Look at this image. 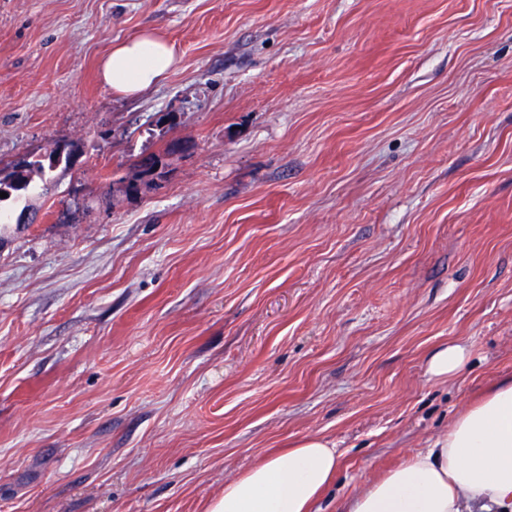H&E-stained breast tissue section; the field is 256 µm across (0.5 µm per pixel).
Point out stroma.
I'll list each match as a JSON object with an SVG mask.
<instances>
[{"instance_id": "35a3bbf8", "label": "stroma", "mask_w": 512, "mask_h": 512, "mask_svg": "<svg viewBox=\"0 0 512 512\" xmlns=\"http://www.w3.org/2000/svg\"><path fill=\"white\" fill-rule=\"evenodd\" d=\"M64 141L0 225V512H206L309 435L339 512L512 375V0H0V168ZM172 47L151 33L122 40L99 63L100 82L120 96H133L159 83L174 69ZM471 359L469 348L451 343L433 351L427 360V374L435 381L445 382L456 377Z\"/></svg>"}]
</instances>
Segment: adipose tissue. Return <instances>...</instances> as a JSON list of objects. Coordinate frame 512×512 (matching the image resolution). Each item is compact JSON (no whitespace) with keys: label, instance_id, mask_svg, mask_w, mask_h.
Listing matches in <instances>:
<instances>
[{"label":"adipose tissue","instance_id":"1","mask_svg":"<svg viewBox=\"0 0 512 512\" xmlns=\"http://www.w3.org/2000/svg\"><path fill=\"white\" fill-rule=\"evenodd\" d=\"M176 64L172 47L145 33L114 44L98 77L115 94L133 96L161 83ZM470 359L467 346L451 343L431 353L427 373L445 382ZM340 466L328 441L301 438L225 480L207 512H311ZM345 512H512V376L464 404L429 447L364 483Z\"/></svg>","mask_w":512,"mask_h":512}]
</instances>
